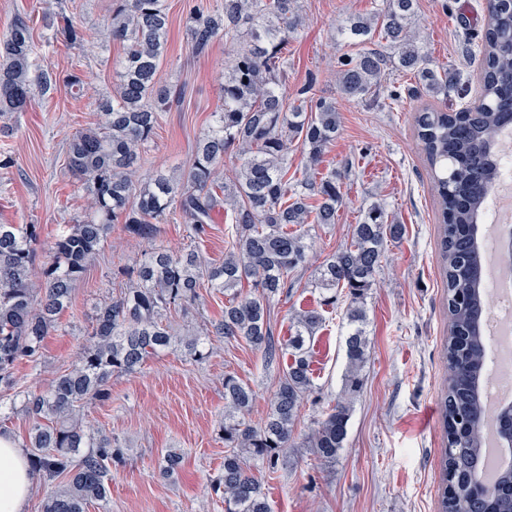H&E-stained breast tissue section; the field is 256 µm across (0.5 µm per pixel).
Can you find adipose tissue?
<instances>
[{
	"mask_svg": "<svg viewBox=\"0 0 512 512\" xmlns=\"http://www.w3.org/2000/svg\"><path fill=\"white\" fill-rule=\"evenodd\" d=\"M32 487L24 449L10 433H0V512H26Z\"/></svg>",
	"mask_w": 512,
	"mask_h": 512,
	"instance_id": "adipose-tissue-1",
	"label": "adipose tissue"
}]
</instances>
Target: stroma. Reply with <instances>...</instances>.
<instances>
[{
  "label": "stroma",
  "instance_id": "35a3bbf8",
  "mask_svg": "<svg viewBox=\"0 0 512 512\" xmlns=\"http://www.w3.org/2000/svg\"><path fill=\"white\" fill-rule=\"evenodd\" d=\"M171 26L168 52L157 74L172 92L152 142L142 151L140 175L188 167L195 145L224 103V75L233 49L216 40L202 55L189 48L185 26L197 6L219 9L224 0H167ZM110 0H0V31L15 16L26 17L36 45V69L77 72L87 91L73 94L58 86L34 95L23 112L6 115L12 135L0 136V224H37L40 250H47L65 225L86 212L87 194L66 168V149L76 132L97 126L95 99L112 88V62L119 42L99 35L110 22ZM384 0H303L302 27L286 48L287 101L312 84L315 95L335 102L341 126L320 172H340L343 202L334 224L315 228L313 251L323 258L350 239L371 203L389 220L405 225L403 239L388 242L385 259L366 298L369 358L356 394L343 450L335 462L320 463L311 449L281 452L275 466L260 465L259 475L273 512H438L444 448L441 398L448 366L444 344L448 312L442 282L438 209L430 167L415 134V117L424 106L452 112L477 103L487 24L486 0H416V29L431 68L447 72L459 88L449 93L412 96L417 74L387 69L379 86L359 100L343 95L336 82L337 62L354 54L342 27L350 18L380 11ZM83 29L85 40L72 45L58 37L62 17ZM233 231L229 213L214 216L204 237H196L180 214L157 226L153 241L133 238L113 228L110 237L74 287L59 324L42 343L37 362L14 369L17 387L0 390V428L27 444L31 422L22 394L47 386L69 368L96 307L118 297L127 268L151 246L175 252L197 251L208 261L223 260ZM316 263L306 265L292 293L269 303L276 341L286 340L295 310L319 307L324 323L314 337V392L305 398L297 434L315 427L342 388L346 368L345 335L339 307L321 306L313 285ZM223 294L204 295L187 311L172 315L177 331L196 329L221 319ZM211 355L202 361L183 351L166 350L133 374L115 376L108 398L86 409L85 422L112 435L123 451L112 466L107 512H224L208 485L222 470L224 377L249 383L256 393L250 413L260 422L269 409L285 359L265 364L245 341L209 337ZM183 458L179 472L162 476L167 452Z\"/></svg>",
  "mask_w": 512,
  "mask_h": 512
}]
</instances>
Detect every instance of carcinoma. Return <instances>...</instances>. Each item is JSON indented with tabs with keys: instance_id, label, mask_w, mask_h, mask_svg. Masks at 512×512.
<instances>
[{
	"instance_id": "cac0c4a2",
	"label": "carcinoma",
	"mask_w": 512,
	"mask_h": 512,
	"mask_svg": "<svg viewBox=\"0 0 512 512\" xmlns=\"http://www.w3.org/2000/svg\"><path fill=\"white\" fill-rule=\"evenodd\" d=\"M106 38L123 44L116 60L115 88L99 96L102 121L69 139L67 168L86 190L83 219L66 225L39 253L38 224H0V387L12 389L14 366L39 356L42 342L68 308L75 283L83 276L116 224L142 239L171 210L179 211L196 235L207 233L214 212L233 214L232 242L224 261L203 262L193 250L174 253L153 248L136 263L135 278L121 295L100 303L90 330L79 343L75 361L43 389L24 392L23 410L32 419L28 457L32 476L45 483L64 482L48 491L43 512H87L106 506L112 464L121 449L112 436L86 425L83 409L108 396L114 375L137 372L151 356L181 348L196 361L209 356L204 340L242 339L273 360L291 355L266 418L246 421L256 395L233 375L224 376V473L211 491L224 512H271L255 464L275 463L291 446L300 407L313 390L307 343L322 325L317 309L294 315L295 331L278 347L267 318V303L298 280L291 274L306 266L311 249L308 224H334L342 204L341 174H319L328 146L336 138V106L298 90L301 104L286 105L280 79L288 69L284 50L302 23L301 0H224V8L196 11L186 29L192 50L208 51L220 36L236 45L224 76V104L197 143L188 169L158 171L137 179L141 151L152 140L159 113L170 107L171 92L157 84L166 54L169 14L165 0H111ZM481 98L455 112L426 108L415 117L419 144L429 162L437 193L442 274L447 288L448 385L442 398L445 448L440 483L441 512H512V464L497 482L477 485L482 466L483 401L487 315L481 245L471 227L482 222L486 199L499 175L498 137L512 127V0H487ZM415 0H386L383 12L349 22L348 38L364 44L374 34L389 53L363 48L338 60L336 79L349 99H361L379 85L387 66L420 73L424 90L448 91V75L426 67L414 29ZM61 34L75 45L84 33L62 17ZM34 42L24 18L0 35V116L24 111L34 90L53 92L58 83L81 90L74 73L30 77ZM299 144L306 154L302 178L288 179V153ZM240 161L233 178L218 182L224 157ZM317 204L311 205V197ZM405 233L373 203L352 225L351 242L327 256L317 268L316 287L344 291L347 365L342 390L305 438L321 461L336 459L344 447L354 395L367 362L365 299L385 258V244ZM42 260V275L33 271ZM254 292H243V283ZM211 287L228 297L222 319L205 334L174 336L163 324L172 311L201 299Z\"/></svg>"
}]
</instances>
